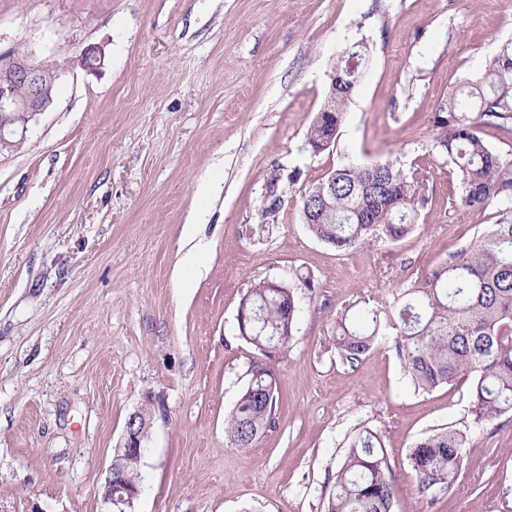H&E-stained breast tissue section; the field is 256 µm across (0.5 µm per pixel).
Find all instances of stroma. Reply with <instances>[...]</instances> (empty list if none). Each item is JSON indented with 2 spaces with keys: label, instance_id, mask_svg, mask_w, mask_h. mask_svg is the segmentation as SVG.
Returning a JSON list of instances; mask_svg holds the SVG:
<instances>
[{
  "label": "stroma",
  "instance_id": "obj_1",
  "mask_svg": "<svg viewBox=\"0 0 512 512\" xmlns=\"http://www.w3.org/2000/svg\"><path fill=\"white\" fill-rule=\"evenodd\" d=\"M510 38L512 0H0V56L64 70L0 153V512H106L114 450L147 400L134 512H325L359 427L382 434L393 512H512V413L469 435L456 487L426 502L408 454L467 425L468 380L417 391L395 350L352 366L333 335L345 304L389 298L498 222V206L460 205L429 146L437 102ZM356 42L360 83L335 146L312 154L307 130ZM89 47L105 55L93 71L74 63ZM389 158L429 173L414 231L342 255L312 237L302 183ZM300 276L313 287L277 363L276 422L231 447L225 418L257 356L239 302Z\"/></svg>",
  "mask_w": 512,
  "mask_h": 512
}]
</instances>
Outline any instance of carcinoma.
Returning a JSON list of instances; mask_svg holds the SVG:
<instances>
[{"label":"carcinoma","mask_w":512,"mask_h":512,"mask_svg":"<svg viewBox=\"0 0 512 512\" xmlns=\"http://www.w3.org/2000/svg\"><path fill=\"white\" fill-rule=\"evenodd\" d=\"M366 46L344 49L336 61V90L328 91L306 136L319 154L335 144L360 81ZM512 130V39L475 80L448 91L432 118V150L453 164L460 204L500 206V219L436 266L410 281L388 302L361 298L336 313V350L350 365L392 344L414 388L432 391L459 377L471 379L468 431L512 413V156L492 148L479 127ZM430 202L419 168L396 160L347 162L302 188L303 223L339 253L363 245L396 243L411 234ZM310 279L264 280L241 298L247 314L239 334L257 350L250 379L227 416L231 446L248 448L274 422L275 364L288 348L297 295ZM467 431L438 429L417 440L409 464L419 493L446 492L464 465ZM395 489L381 435L360 430L336 473L327 512H392Z\"/></svg>","instance_id":"carcinoma-1"}]
</instances>
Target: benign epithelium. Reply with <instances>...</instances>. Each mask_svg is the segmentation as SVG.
<instances>
[{"mask_svg": "<svg viewBox=\"0 0 512 512\" xmlns=\"http://www.w3.org/2000/svg\"><path fill=\"white\" fill-rule=\"evenodd\" d=\"M97 48L81 51L79 67L92 71L103 62ZM60 77L55 65L36 64L26 55L17 54L0 61V151L14 148L26 138L29 122L53 103L56 81ZM152 420L137 408L128 415L122 439L102 486L107 512H132L142 487L126 486L124 469L129 459L142 460L145 441Z\"/></svg>", "mask_w": 512, "mask_h": 512, "instance_id": "1", "label": "benign epithelium"}]
</instances>
